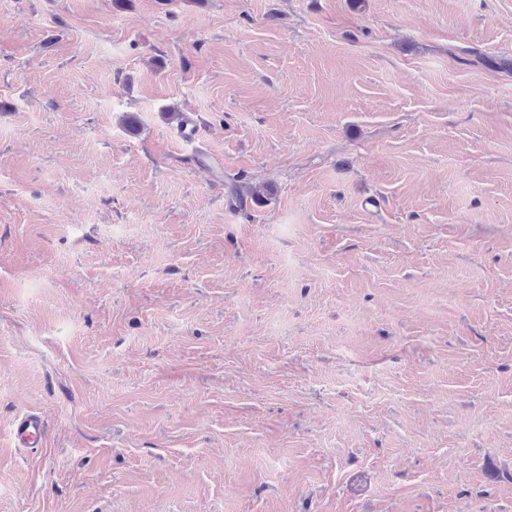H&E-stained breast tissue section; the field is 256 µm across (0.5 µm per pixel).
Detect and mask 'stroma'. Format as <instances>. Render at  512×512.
Here are the masks:
<instances>
[{
    "mask_svg": "<svg viewBox=\"0 0 512 512\" xmlns=\"http://www.w3.org/2000/svg\"><path fill=\"white\" fill-rule=\"evenodd\" d=\"M0 512H512V0H0ZM11 436L18 448H38L46 439L47 423L37 413H26L15 421Z\"/></svg>",
    "mask_w": 512,
    "mask_h": 512,
    "instance_id": "stroma-1",
    "label": "stroma"
}]
</instances>
